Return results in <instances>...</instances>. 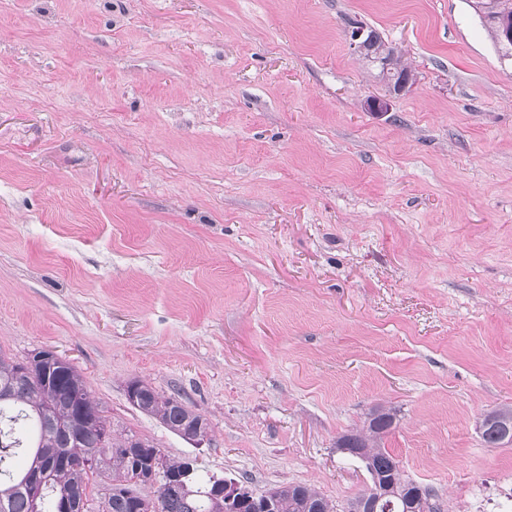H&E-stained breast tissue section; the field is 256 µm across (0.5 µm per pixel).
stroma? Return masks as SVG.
Wrapping results in <instances>:
<instances>
[{"label":"stroma","instance_id":"35a3bbf8","mask_svg":"<svg viewBox=\"0 0 512 512\" xmlns=\"http://www.w3.org/2000/svg\"><path fill=\"white\" fill-rule=\"evenodd\" d=\"M350 19L417 76L389 112ZM41 349L255 493L349 502L336 439L384 405L441 512H512V63L469 0H0V351ZM129 386L128 398L130 403L142 413L152 416L160 421L170 432L181 438L191 441V433L195 431L196 424L203 419V425L211 432L210 422L200 413L184 404L175 394L166 395L157 391L150 383L135 380ZM137 385V392H136ZM204 427L199 424L195 436V446L202 447L210 443V434H206ZM501 426L512 428L511 408H499L484 417L481 426V437L485 444L491 447L503 444L498 432Z\"/></svg>","mask_w":512,"mask_h":512}]
</instances>
